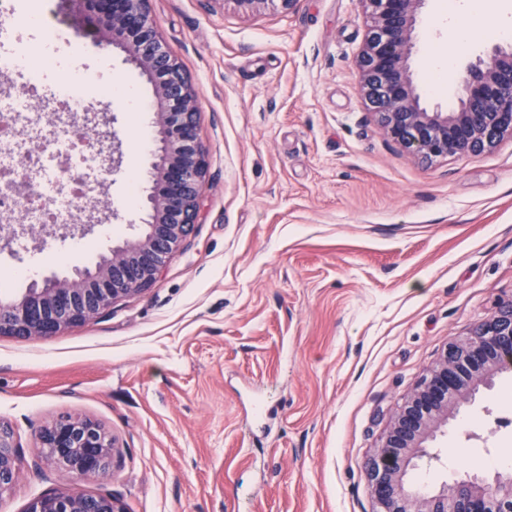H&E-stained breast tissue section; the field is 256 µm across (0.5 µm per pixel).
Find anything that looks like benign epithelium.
Returning <instances> with one entry per match:
<instances>
[{
	"label": "benign epithelium",
	"instance_id": "benign-epithelium-1",
	"mask_svg": "<svg viewBox=\"0 0 512 512\" xmlns=\"http://www.w3.org/2000/svg\"><path fill=\"white\" fill-rule=\"evenodd\" d=\"M86 25L103 46L121 49L152 86L158 138L146 202L149 220L133 241L71 278L38 275L30 288L0 302V335L49 337L91 320L113 303L152 286L198 223L207 170L199 139L198 105L188 77L150 16L149 0H78ZM371 19L356 58L362 95L383 135L423 164L480 154L512 137V43L493 46L466 68L456 107L421 104L410 71L412 37L426 0H361ZM512 369V299L479 323L470 337L448 345L428 376L394 416L366 467L375 512H512V472H465L438 490L407 480L413 460L481 385ZM40 447L70 479L105 478L112 469V435L97 422L63 415L39 432ZM21 465L13 433L0 424V495ZM25 512H125L112 495L78 488L33 499Z\"/></svg>",
	"mask_w": 512,
	"mask_h": 512
}]
</instances>
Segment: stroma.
<instances>
[{
	"label": "stroma",
	"instance_id": "obj_1",
	"mask_svg": "<svg viewBox=\"0 0 512 512\" xmlns=\"http://www.w3.org/2000/svg\"><path fill=\"white\" fill-rule=\"evenodd\" d=\"M69 54L31 109L75 67L152 88L118 49L77 37V0H40ZM445 0H427L411 69L424 102L448 109L467 63L491 46H463L445 80ZM150 13L196 93L207 152L202 212L148 290L46 338L0 335V423L22 464L0 512L71 488L41 453L40 429L65 414L115 438L112 472L80 481L125 512H373L365 466L397 407L438 361L512 298V139L475 156L425 166L367 114L354 68L361 0H149ZM461 26L512 28V0H484ZM88 121L101 168L78 223L38 237L0 233V272L64 276L91 268L134 237L154 161L150 110L112 98ZM76 245V265L47 250ZM411 482L440 487L463 471H512V374L480 388L431 442Z\"/></svg>",
	"mask_w": 512,
	"mask_h": 512
}]
</instances>
